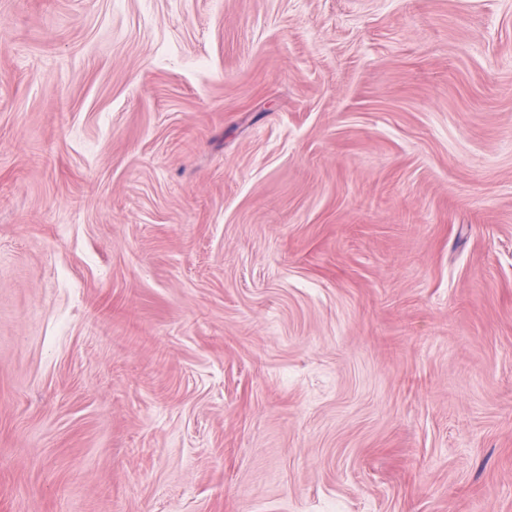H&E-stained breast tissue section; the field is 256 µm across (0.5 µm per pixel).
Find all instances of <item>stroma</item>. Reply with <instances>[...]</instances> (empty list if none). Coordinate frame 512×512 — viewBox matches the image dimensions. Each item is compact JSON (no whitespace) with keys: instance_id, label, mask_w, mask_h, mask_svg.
<instances>
[{"instance_id":"35a3bbf8","label":"stroma","mask_w":512,"mask_h":512,"mask_svg":"<svg viewBox=\"0 0 512 512\" xmlns=\"http://www.w3.org/2000/svg\"><path fill=\"white\" fill-rule=\"evenodd\" d=\"M0 512H512V0H0Z\"/></svg>"}]
</instances>
